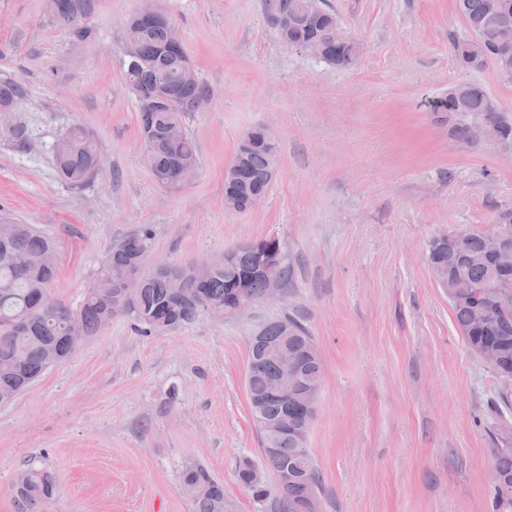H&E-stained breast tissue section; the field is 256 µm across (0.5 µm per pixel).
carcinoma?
<instances>
[{
  "label": "carcinoma",
  "instance_id": "1",
  "mask_svg": "<svg viewBox=\"0 0 512 512\" xmlns=\"http://www.w3.org/2000/svg\"><path fill=\"white\" fill-rule=\"evenodd\" d=\"M456 9L465 22V33L450 39L451 54L464 70L479 71L487 66L497 68L493 42L499 23L512 22V0H455ZM264 18L278 40L288 48L301 47L313 41L323 44L320 61L340 70L353 68L361 54V43L349 38L336 43L324 38L325 32L336 29L339 19L328 8L299 20L304 0H261ZM96 0H55V18L67 26L68 18L79 12L90 17ZM124 42L137 48L138 59L125 61V83L146 90H166L173 99L171 108L146 112L138 109L143 134L142 152L154 178L168 172L176 164L200 165L199 150L189 135L186 119L194 112V104L208 95L209 87L201 80L181 79L192 63L181 46L166 41L161 22H144L132 15L125 23ZM24 89L15 83L0 84V108L22 99ZM491 95L477 82H461L450 88L441 99V111L455 117V136L464 140L471 136L473 122L484 121L497 135L512 139V117L504 112L489 111ZM248 136L238 142L233 163L235 178L224 184V207L243 211V203L256 191L269 190L277 165V147L262 126L247 130ZM64 136L65 143L56 153L60 177L73 186L87 182L88 172L101 155L94 137L84 127L75 125ZM468 258L459 259L448 250L441 257L452 274L468 278L472 293L451 302L453 321L468 349L477 353L480 346L491 343L501 349L500 363L494 373L512 371V292H499L491 287L495 278L492 266L483 257L482 232L473 233L467 243ZM22 253L29 261V270L19 274L10 265L8 256ZM139 260L136 248L120 243L107 254L100 277L112 284L106 296L87 287L81 303L73 308L47 292L57 272L56 246L52 238L31 224L0 223V403L13 400L52 365V353L63 356L70 336L87 338L96 335L119 315L130 318L143 330L169 331L192 323L199 315L197 299L204 296L208 307L218 314L224 303L238 292L260 298L264 283L254 275L259 257L242 250L232 264L197 276L190 262L170 266V276L179 279L180 287L172 288L169 276L150 277L136 288L134 304L120 314L116 305L122 300L123 286L129 272ZM26 321V328H14L16 321ZM265 340L272 346H286L290 353H303L314 347V340L304 324L293 315L273 319L262 326ZM262 361L246 374V390L254 421H277L287 411L280 400L264 396L266 385L274 376L276 360L269 352L261 353ZM486 430L492 454L493 512H512V451L505 450L512 442V387L498 391L490 409ZM261 448L278 449L268 459L273 469L288 463L306 485L318 489V476L306 444L289 433H281L267 441L259 431ZM251 461L239 462V482L253 499L273 501L272 512H297L296 491L252 488L248 484L247 467ZM184 479L195 485L196 512H224V486L203 467H189ZM26 512H47V503L55 491V478L46 471L24 470L15 486Z\"/></svg>",
  "mask_w": 512,
  "mask_h": 512
}]
</instances>
